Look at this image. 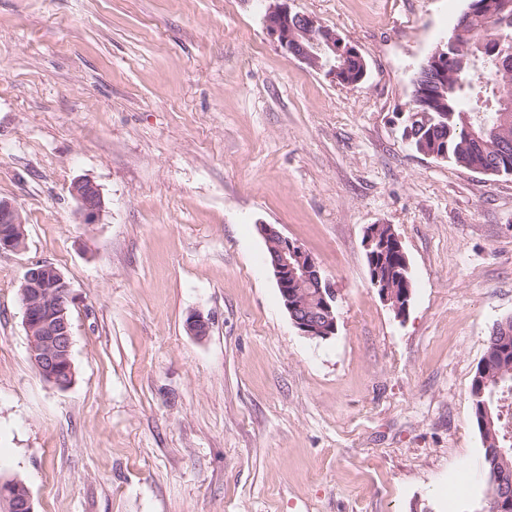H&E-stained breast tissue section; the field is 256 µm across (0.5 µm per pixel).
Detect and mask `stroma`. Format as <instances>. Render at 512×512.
<instances>
[{
	"label": "stroma",
	"mask_w": 512,
	"mask_h": 512,
	"mask_svg": "<svg viewBox=\"0 0 512 512\" xmlns=\"http://www.w3.org/2000/svg\"><path fill=\"white\" fill-rule=\"evenodd\" d=\"M267 5L0 0V200L26 233L0 253V481L35 512H483L468 390L512 316V175L404 134L466 2L290 0L358 48L354 86L286 55ZM263 224L335 288L334 336L294 325ZM372 224L408 257L401 317L370 284ZM38 262L74 297L65 389L28 355ZM70 192L78 203L82 223H95L103 207V198L98 185L91 180L78 179L72 183ZM506 321V327L503 328V325ZM505 321L498 323L490 336L488 337V345L487 351L494 352L499 348L508 347L509 355L512 361V317L507 318ZM506 336V340L504 341V337ZM504 341V343H502Z\"/></svg>",
	"instance_id": "1"
}]
</instances>
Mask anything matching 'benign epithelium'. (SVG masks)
Segmentation results:
<instances>
[{
    "label": "benign epithelium",
    "mask_w": 512,
    "mask_h": 512,
    "mask_svg": "<svg viewBox=\"0 0 512 512\" xmlns=\"http://www.w3.org/2000/svg\"><path fill=\"white\" fill-rule=\"evenodd\" d=\"M512 8V0H482L479 9L489 20ZM266 30L286 54L308 67L325 73L335 80L356 85L366 73V63L358 49L347 43L331 28L315 18L293 13L288 0H273L263 17ZM465 24L456 27L453 35L430 58V81L416 93L423 111L435 110L439 94L448 84V67L465 51L462 37ZM70 192L78 203L82 223L93 224L103 207L100 188L91 180L78 179ZM381 224L367 228L364 236L370 280L378 282L380 264L378 230ZM272 257L271 268L284 307L296 327L305 335L327 339L336 334V291L313 257L298 242L283 235L271 224L260 225ZM24 219L9 201L0 200V253L16 252L24 246ZM409 267L394 276L390 286L379 289L382 301L398 316L404 315L411 297ZM24 326L29 339V356L41 377L61 388L69 387L75 379L72 358L73 333L70 303L73 302L70 284L61 271L50 263L28 267L20 286ZM190 334L203 338L208 335L209 322L201 315L187 320ZM0 501L7 512H34L28 486L17 478L0 482Z\"/></svg>",
    "instance_id": "benign-epithelium-1"
}]
</instances>
